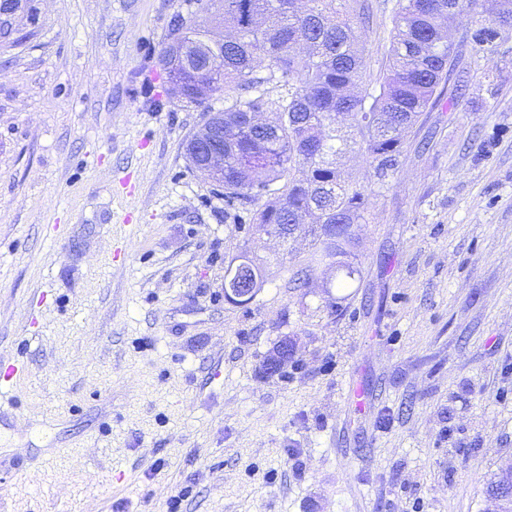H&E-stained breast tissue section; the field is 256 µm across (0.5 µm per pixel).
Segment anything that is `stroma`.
I'll use <instances>...</instances> for the list:
<instances>
[{"label": "stroma", "mask_w": 512, "mask_h": 512, "mask_svg": "<svg viewBox=\"0 0 512 512\" xmlns=\"http://www.w3.org/2000/svg\"><path fill=\"white\" fill-rule=\"evenodd\" d=\"M0 45V512H484L512 456V31L488 58L458 15L454 105L425 112L375 189L361 273L271 266L249 308L224 259L281 242L234 224L185 142L207 105L168 101L160 49L194 0H35ZM363 81L397 0H370ZM295 353L262 365L278 337Z\"/></svg>", "instance_id": "obj_1"}]
</instances>
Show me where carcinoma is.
I'll use <instances>...</instances> for the list:
<instances>
[{
  "instance_id": "obj_1",
  "label": "carcinoma",
  "mask_w": 512,
  "mask_h": 512,
  "mask_svg": "<svg viewBox=\"0 0 512 512\" xmlns=\"http://www.w3.org/2000/svg\"><path fill=\"white\" fill-rule=\"evenodd\" d=\"M479 1L484 19L472 40L493 54L500 31L512 28V0H398L385 72L360 92L368 0H195L232 37L221 45L178 15L160 63L176 97L203 104L225 95V201L260 233L286 225L284 242L307 225L306 268L328 276L326 287H343L359 273L349 258L372 201L339 159L358 150L380 185L394 174L407 134L441 101L456 69L449 25ZM247 279L261 289L267 270L243 250L224 266V288Z\"/></svg>"
}]
</instances>
